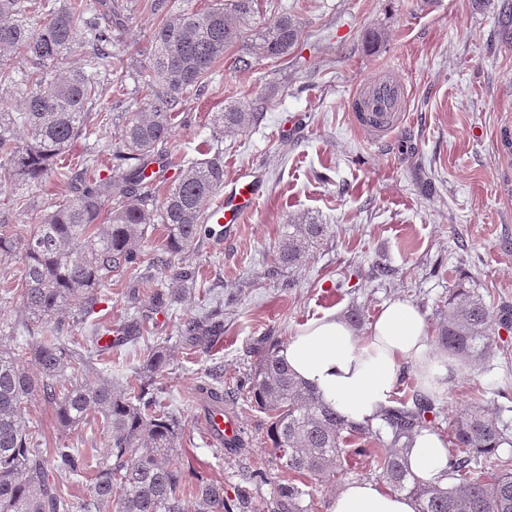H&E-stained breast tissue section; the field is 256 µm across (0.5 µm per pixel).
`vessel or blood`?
<instances>
[{"mask_svg": "<svg viewBox=\"0 0 512 512\" xmlns=\"http://www.w3.org/2000/svg\"><path fill=\"white\" fill-rule=\"evenodd\" d=\"M406 100L403 84L386 75L378 77L354 93L351 101L354 124L362 133L382 139L404 121ZM261 189L262 182L254 172H243L216 209L218 221L240 223L252 210ZM205 425L210 438L216 441L235 442L242 437L239 422L218 407L208 413Z\"/></svg>", "mask_w": 512, "mask_h": 512, "instance_id": "b4317fda", "label": "vessel or blood"}]
</instances>
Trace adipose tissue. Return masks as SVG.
<instances>
[{"instance_id":"ef3b65f1","label":"adipose tissue","mask_w":512,"mask_h":512,"mask_svg":"<svg viewBox=\"0 0 512 512\" xmlns=\"http://www.w3.org/2000/svg\"><path fill=\"white\" fill-rule=\"evenodd\" d=\"M292 373L310 383L349 422L376 421L393 406L404 365H412L420 390L438 393L448 385L447 355L435 350L425 317L410 302L387 303L370 332L357 337L343 316L330 312L310 319L280 350ZM411 471L446 483L448 448L442 436L422 430L407 456ZM333 512H414L412 501L374 479L343 486Z\"/></svg>"}]
</instances>
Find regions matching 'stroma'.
<instances>
[{
	"instance_id": "1",
	"label": "stroma",
	"mask_w": 512,
	"mask_h": 512,
	"mask_svg": "<svg viewBox=\"0 0 512 512\" xmlns=\"http://www.w3.org/2000/svg\"><path fill=\"white\" fill-rule=\"evenodd\" d=\"M287 7L301 26L291 53L236 68L226 52L188 125L167 142L170 156L200 159L211 113L252 103L260 118L225 138L224 182L256 170L264 192L242 223L196 241L186 262L200 273L179 300L168 295L163 227L142 247L151 281L129 271L101 290L102 328L134 326L125 342L102 350L88 381L109 378L127 389L151 347L164 346L165 377L154 394L180 421L177 464L190 483L218 480L224 494L249 488L269 503L284 478L267 438L268 417L240 396L263 337L289 339L326 311L359 312L363 337L381 306L416 305L431 329L448 314L450 289H477L494 310L512 312V177L504 172L501 126L512 124V0H261L256 22ZM408 92L407 117L387 141L359 132L349 101L380 70ZM303 219L332 225L331 235L299 267L277 268L273 247L283 227ZM390 268L381 277L377 267ZM14 257L0 255V340L22 343V304L10 282ZM224 333L209 350L188 346L179 328L215 304ZM488 372L460 366L438 393L429 418L448 430L458 411L483 397L491 412L512 403V328L500 329ZM239 421L242 442L213 443L203 427L211 389ZM40 447L103 457L108 438L96 419L61 430L51 404L28 401Z\"/></svg>"
}]
</instances>
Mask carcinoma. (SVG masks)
Masks as SVG:
<instances>
[{"mask_svg": "<svg viewBox=\"0 0 512 512\" xmlns=\"http://www.w3.org/2000/svg\"><path fill=\"white\" fill-rule=\"evenodd\" d=\"M176 0H151L161 17L149 37L146 64L131 75L133 86L112 80L127 68L122 0H0V84H10L22 101L19 112L0 111V169L13 182L9 202L29 208L18 193L22 184L64 183L73 195L43 209L33 227L0 219V253L18 258L16 287L25 309L29 340L11 346L0 341V512H71L56 476L85 473L77 448L40 452L41 434L29 425L28 398L40 394L55 408L59 428L82 423L91 412L101 417L108 437L106 455L90 478L83 512H186L184 472L173 462L180 424L153 397L150 386L164 377L167 355L155 347L142 366L144 383L126 391L112 380L95 386L85 380L99 356L95 340L72 335V324L56 319L75 308L73 324L91 325L101 286L112 272L141 264L148 230L163 225L161 265L168 267L170 297L179 298L197 279L183 255L201 236L217 233L208 224L212 200L224 185V152L174 163L178 178L162 199L145 182L146 169L162 160L173 129L187 123L189 101L200 97L224 53L239 48L235 65L246 70L259 59L288 56L300 37L298 20L279 12L263 23L252 20L259 0H215L204 11L175 10ZM79 52L84 64L63 69ZM112 89L117 106L144 96L139 112L112 113L100 107V90ZM122 120L118 142L104 150L89 147L78 160H66L72 145L93 128ZM256 118L249 104L212 113L214 140L246 131ZM113 160L101 174L99 157ZM330 233L327 224H288L274 250L275 263L296 268L310 247ZM508 313H495L474 288H453L448 316L438 328V345L449 356L476 369L498 348L495 331L509 328ZM192 346L207 347L224 333V322L210 316L180 325ZM284 341L260 347L249 375L246 398L267 413V432L288 483L278 492L273 512H312L310 492L296 484H334L350 456H367L392 491L405 494L415 512H512V472L493 460L512 446V425L502 413L490 415L477 403L465 405L448 431V483L413 474L405 463L415 435L435 429L426 414L432 397L418 392L399 398L376 424H350L297 379L279 357ZM484 458L486 476H474ZM195 512H261L249 491L224 498V483H200Z\"/></svg>", "mask_w": 512, "mask_h": 512, "instance_id": "carcinoma-1", "label": "carcinoma"}]
</instances>
